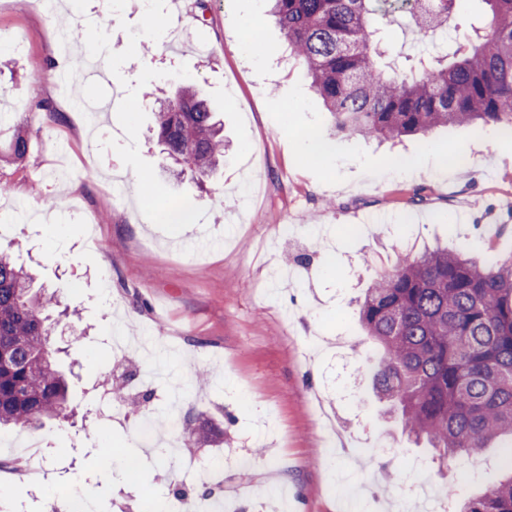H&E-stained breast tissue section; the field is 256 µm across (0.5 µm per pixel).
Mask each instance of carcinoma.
<instances>
[{
	"label": "carcinoma",
	"mask_w": 512,
	"mask_h": 512,
	"mask_svg": "<svg viewBox=\"0 0 512 512\" xmlns=\"http://www.w3.org/2000/svg\"><path fill=\"white\" fill-rule=\"evenodd\" d=\"M291 56L338 133L395 140L438 126L482 121L512 134V0H482L484 35L451 56L406 70L384 61L374 36L378 0H267ZM415 12L421 31L461 9L436 0ZM154 134L164 160L193 181L224 158L222 124L192 86L156 100ZM54 294L0 251V427L40 430L68 418V386L50 336ZM358 320L382 353L374 392L402 431L425 439L439 468L512 437V255L464 258L437 246L405 258L357 301ZM455 512H512V467Z\"/></svg>",
	"instance_id": "carcinoma-1"
}]
</instances>
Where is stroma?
<instances>
[{"mask_svg":"<svg viewBox=\"0 0 512 512\" xmlns=\"http://www.w3.org/2000/svg\"><path fill=\"white\" fill-rule=\"evenodd\" d=\"M74 11L108 48L107 78L62 96L53 70L24 72L30 61L57 60L55 15ZM482 25L481 0H469L438 32L415 35L412 17L394 12L377 37L389 54L428 57ZM184 82L209 101L229 142L223 168L201 185L165 171L153 105L139 101L144 90L170 95ZM79 99L111 102L99 154ZM1 113L0 249L18 256L35 287L82 284L63 301L83 336L56 339L75 417L6 428L14 443L0 446V460H23L28 442L43 441L50 471L74 493L96 486L94 512H141L147 491L173 501L171 470L149 463L152 449L135 434L139 414L122 398L97 397L123 335L128 390L147 395L148 409L192 415L209 430L202 453L224 458V477L190 486L222 495L230 512H282L286 501L293 512H414L408 489L417 481L467 497L506 473L512 440L501 438L438 476L432 449L409 441L374 396L369 366L380 350L354 309L380 274L435 243L467 257L512 254V138L480 123L395 143L333 135L266 7L248 0H155L148 12L137 0H58L52 14L0 0ZM19 130L29 136L21 163L8 151ZM315 132L332 143L328 164L299 154ZM447 153L465 156L467 173L437 171L434 155ZM252 184L260 196L239 206ZM175 197L191 203L194 224L158 223L156 211ZM286 222L305 238H280ZM106 437L112 461L103 469ZM351 443L365 456L347 461ZM129 455L145 461L133 484L122 474ZM240 455L250 467L234 465ZM0 501L7 512L61 505L51 491L34 495L23 471L0 476Z\"/></svg>","mask_w":512,"mask_h":512,"instance_id":"35a3bbf8","label":"stroma"}]
</instances>
